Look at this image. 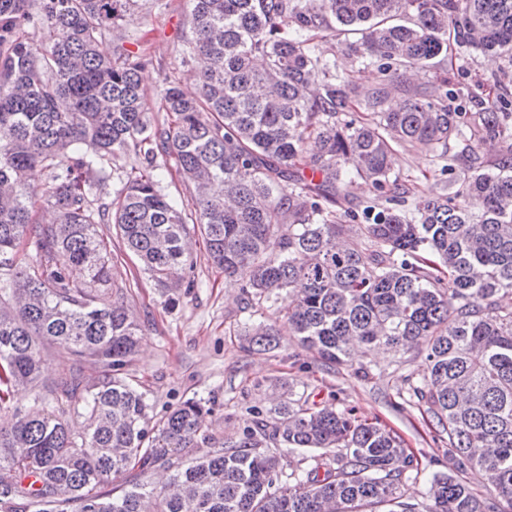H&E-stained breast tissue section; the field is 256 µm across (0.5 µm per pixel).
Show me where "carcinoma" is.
I'll return each mask as SVG.
<instances>
[{"label": "carcinoma", "instance_id": "carcinoma-1", "mask_svg": "<svg viewBox=\"0 0 512 512\" xmlns=\"http://www.w3.org/2000/svg\"><path fill=\"white\" fill-rule=\"evenodd\" d=\"M135 3L0 0V407L38 381L46 343L101 369L93 385L77 370L51 383L66 406L39 396L0 428V512H512V0H188L183 54L200 61L199 93L166 82L155 123L140 81L149 59L121 44L98 51ZM336 40L342 72L318 48ZM451 49L507 57L477 112L435 71ZM374 64L379 81L362 85ZM311 138L319 150L302 164ZM474 143L508 147L489 161ZM416 145L441 170L462 169L455 190L417 196L392 170L394 147ZM160 156L194 185L192 212L163 192ZM37 166L56 182L54 224L34 219L26 176ZM113 173L123 186L107 200ZM363 184L376 199L333 209ZM391 189L412 207L378 204ZM189 221L224 281L252 269L244 303L282 302L288 332L327 370L363 349L425 347L410 396L448 435L457 468L481 470L491 490L437 472L424 502L405 500L418 458L380 421L333 403L288 396L218 448L200 399L149 426L146 394L122 377L142 329L95 226L114 224L170 288L190 264ZM27 237L36 261L24 265ZM242 342L273 347L263 327ZM279 445L299 456L284 483Z\"/></svg>", "mask_w": 512, "mask_h": 512}]
</instances>
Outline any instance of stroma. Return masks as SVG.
I'll use <instances>...</instances> for the list:
<instances>
[{"label": "stroma", "instance_id": "stroma-1", "mask_svg": "<svg viewBox=\"0 0 512 512\" xmlns=\"http://www.w3.org/2000/svg\"><path fill=\"white\" fill-rule=\"evenodd\" d=\"M187 14V0H139L134 13L100 47L108 55L114 44L121 43L149 58L141 76L151 109L159 107L165 80L182 83L191 74L190 65L183 61ZM501 65V60L480 53L443 62L450 84L463 90L473 87L477 78L493 79ZM393 167L421 195L447 192L449 182L458 177L454 171H436L430 151L422 146L396 148ZM97 232L112 242V280L123 287L124 303L143 329L138 352L125 373L146 393L152 419H160L187 399H206L210 412L204 428L221 443L237 437L250 409L271 407L270 382L278 378L309 406L333 401L338 407L352 408L360 418H376L393 429L421 461L419 474L401 485L405 498L422 501L436 472L461 473L472 488L486 490L478 471H457L435 422L409 399V381L421 379L424 373V349L402 356L370 352L360 359L359 365L368 367L364 375L358 373V365L325 371L313 353L298 347L289 336L280 304L269 301L250 307L243 303L240 286L248 281V272L239 273L235 282H225L223 271L208 261L199 232L190 235L194 266L182 274L184 283L195 280L196 288H185L183 283L166 290L155 286L125 257L113 225H98ZM259 324L275 327L278 348L267 353L244 351L240 333Z\"/></svg>", "mask_w": 512, "mask_h": 512}]
</instances>
